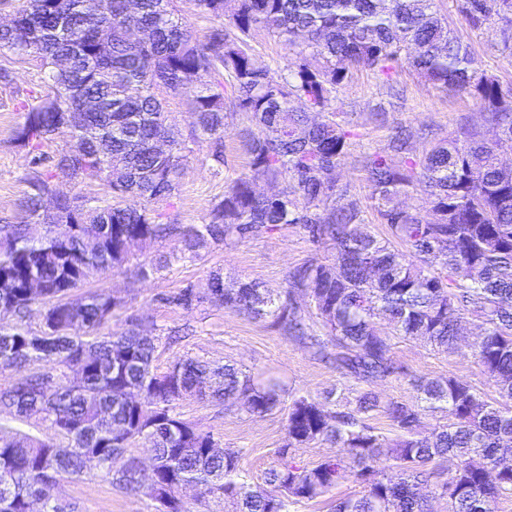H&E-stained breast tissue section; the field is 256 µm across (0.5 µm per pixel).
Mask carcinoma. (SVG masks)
I'll return each instance as SVG.
<instances>
[{
  "instance_id": "1",
  "label": "carcinoma",
  "mask_w": 512,
  "mask_h": 512,
  "mask_svg": "<svg viewBox=\"0 0 512 512\" xmlns=\"http://www.w3.org/2000/svg\"><path fill=\"white\" fill-rule=\"evenodd\" d=\"M195 4L223 20L205 41L175 18L172 0H23L15 21L0 24V51L39 61L49 89L37 104L22 103L16 140L41 162L48 141L68 139L31 179L26 220L0 225V308L12 318L0 325V374L27 371L23 382L0 388V413L41 429L31 436L0 425V512H33L34 501L82 480L92 465L100 479L144 492L157 512H188L179 495L186 486L204 506L229 500L234 512H288V504L321 498L347 476L365 492L337 499L332 512H430L418 484L436 459L448 462L442 494L449 512H495L512 491V164L501 160L512 153V84L479 64L435 0ZM459 12L474 26L500 27L502 51L512 55V0H460ZM260 29L300 45L299 62L277 71L255 66L249 40ZM399 62L475 99L495 138L463 124L416 155L411 132L395 127L382 147L366 148L357 162L387 227L384 239L366 228L364 211L339 185L357 134L350 113L332 101L359 65L388 79ZM194 81L190 139L207 144L202 162L224 168V128L229 112H239L250 174L225 183L204 223H165L154 205L179 190L189 151L168 97ZM79 100L91 109L72 111ZM56 169L75 181L103 174L113 199L136 196L142 205L62 200L56 216L65 224H49L42 208ZM258 179L283 188L260 193ZM418 192L430 209L400 201ZM286 224L329 246L330 262L315 258L296 268L276 296L254 281L229 287L212 271L206 287L187 285L159 301L269 318L285 334L310 340L348 382L322 400L291 391L275 371L255 375L191 355L159 372L155 325L130 321L109 336L97 333L122 299L94 291L76 305L68 301L69 290L121 270L159 242L174 240L177 249L139 263L144 278ZM298 293L310 299L324 333H308ZM35 310L43 313L37 330L26 321ZM468 316L483 328L476 357L496 402L457 379L412 374L393 356L399 338L452 352ZM400 378L413 399L381 400L376 387ZM188 394L242 401L259 416L288 402L286 444L264 487L252 485L240 451L216 449L211 432L176 412ZM379 411L394 438L368 424ZM437 415L444 424L419 437L422 420ZM140 437L153 443L147 483L128 454ZM320 441L342 454L310 468L288 457L289 449Z\"/></svg>"
}]
</instances>
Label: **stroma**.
<instances>
[{
  "label": "stroma",
  "instance_id": "1",
  "mask_svg": "<svg viewBox=\"0 0 512 512\" xmlns=\"http://www.w3.org/2000/svg\"><path fill=\"white\" fill-rule=\"evenodd\" d=\"M437 6L449 28L470 44L478 62L503 83L512 84V56L499 51L503 40L499 27L468 25L456 0H438ZM0 67L8 68L12 77L10 83L0 82V224H17L25 219L23 205L30 190L27 179L36 170L31 155L14 140V131L24 120L20 104L46 94L47 89L34 60L0 53ZM395 96L402 98V109L387 111L388 100ZM334 105L351 113L362 145H383L390 128L401 125L411 131V148L417 154L431 142L448 136L461 120L476 125L483 122L475 100L432 86L403 63L387 82L372 69L358 67L348 81L338 86ZM243 122L242 115L237 114L225 127L224 173H214L202 165V146L194 144V157L182 172L177 196L159 206L165 220L202 223L211 204L224 195L225 174L248 173V157L237 136ZM338 179L347 187L349 200L365 209L372 231L385 235V225L370 208V190L355 159H348ZM327 254L325 245L312 242L300 226L289 224L234 248L210 249L201 260L173 264L155 277L142 278L136 266H127L103 276L90 287L75 289L71 298L80 300L90 290L123 298V307L102 326L105 334L120 330L131 317L155 324L162 332L154 360L158 371H166L187 354L245 369L274 368L287 376L299 394L319 400L341 385L342 378L330 362L315 355L310 344L284 335L271 321L254 319L233 309L206 305L171 309L163 306L159 297L190 283L205 287L207 275L213 270L222 271L229 280L259 282L276 293L285 288L290 272L309 259H321ZM478 333L476 322L470 321L465 323L464 334L453 352L433 350L420 340H400L393 354L409 371L456 378L476 388L484 399L494 401L498 394L478 364L472 346ZM178 411L183 419L210 431L218 447L243 449L244 466L253 484L264 485L267 472L278 465L279 450L285 444V411L257 416L238 406L225 407L194 396L185 397ZM53 494L71 502L77 512H156L154 502L143 494L116 489L93 475L55 487Z\"/></svg>",
  "mask_w": 512,
  "mask_h": 512
}]
</instances>
